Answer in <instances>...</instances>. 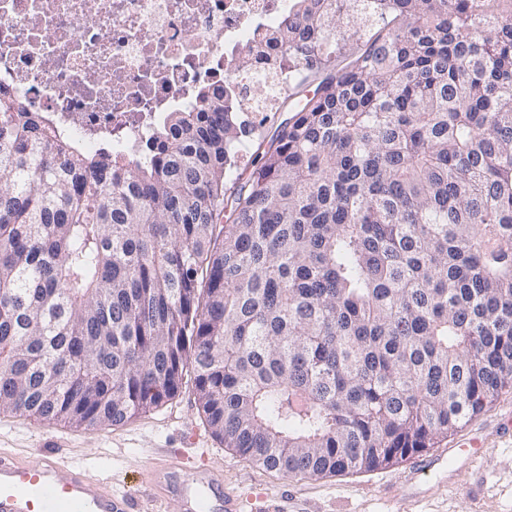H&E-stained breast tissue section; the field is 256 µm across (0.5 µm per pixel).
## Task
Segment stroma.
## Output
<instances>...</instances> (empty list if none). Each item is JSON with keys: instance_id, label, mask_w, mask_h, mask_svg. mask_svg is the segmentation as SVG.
<instances>
[{"instance_id": "stroma-1", "label": "stroma", "mask_w": 512, "mask_h": 512, "mask_svg": "<svg viewBox=\"0 0 512 512\" xmlns=\"http://www.w3.org/2000/svg\"><path fill=\"white\" fill-rule=\"evenodd\" d=\"M511 413L512 390H506L437 446L454 447ZM56 440L64 443L68 459L88 463L113 489L134 493L140 512L153 506L142 473L154 459L187 467L208 464L223 472L228 490L253 499L266 497L277 512H512V447L507 442L487 449L476 465L461 464L458 485H450L447 474L432 472L423 492L407 502L404 489L387 482L409 469L406 461L321 478H289L253 464L212 435L188 386L173 400L109 429L0 412L1 454L32 460L37 447Z\"/></svg>"}]
</instances>
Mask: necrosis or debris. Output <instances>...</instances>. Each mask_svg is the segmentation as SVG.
Listing matches in <instances>:
<instances>
[{"label":"necrosis or debris","mask_w":512,"mask_h":512,"mask_svg":"<svg viewBox=\"0 0 512 512\" xmlns=\"http://www.w3.org/2000/svg\"><path fill=\"white\" fill-rule=\"evenodd\" d=\"M289 0H0V100L22 103L84 152L140 156L167 113L194 111L205 84L268 111L271 82L240 73Z\"/></svg>","instance_id":"4bbe7bcc"}]
</instances>
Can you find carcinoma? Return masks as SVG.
Segmentation results:
<instances>
[{"label":"carcinoma","instance_id":"cac0c4a2","mask_svg":"<svg viewBox=\"0 0 512 512\" xmlns=\"http://www.w3.org/2000/svg\"><path fill=\"white\" fill-rule=\"evenodd\" d=\"M259 66L270 137L222 85L124 162L0 112L1 411L108 428L191 374L226 447L318 478L512 390V0H291Z\"/></svg>","mask_w":512,"mask_h":512}]
</instances>
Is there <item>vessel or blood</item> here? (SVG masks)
Listing matches in <instances>:
<instances>
[{"label": "vessel or blood", "instance_id": "b4317fda", "mask_svg": "<svg viewBox=\"0 0 512 512\" xmlns=\"http://www.w3.org/2000/svg\"><path fill=\"white\" fill-rule=\"evenodd\" d=\"M485 446V440L472 436L466 444L417 460L398 480L407 487L423 484L445 460L474 458ZM145 482L154 502H177L179 512H245L243 499L225 491L223 474L203 464L186 469L155 460L145 470ZM0 512H136V497L113 491L44 449L35 462L0 454Z\"/></svg>", "mask_w": 512, "mask_h": 512}]
</instances>
